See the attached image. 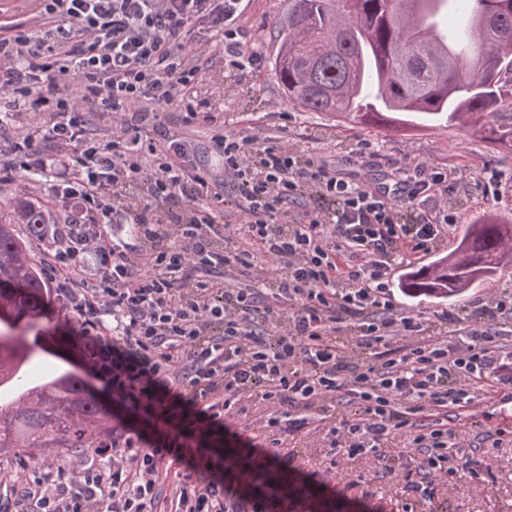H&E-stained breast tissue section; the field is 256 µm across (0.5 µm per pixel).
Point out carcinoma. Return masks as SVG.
I'll return each mask as SVG.
<instances>
[{
	"label": "carcinoma",
	"instance_id": "cac0c4a2",
	"mask_svg": "<svg viewBox=\"0 0 512 512\" xmlns=\"http://www.w3.org/2000/svg\"><path fill=\"white\" fill-rule=\"evenodd\" d=\"M471 10L482 22L468 29L469 48L457 54L431 38L440 5ZM275 74L288 102L302 112L363 124L397 114L411 118L473 117L498 121L512 99V0H288L279 24ZM23 224L38 241L45 212L25 202L0 211V311L11 326L31 322L46 302V281L17 234ZM512 223L493 218L469 225L456 251L407 273L411 297L460 298L479 280L512 263ZM38 348L0 336V386L13 380ZM112 414L74 374L15 388L0 400V454L18 449L35 467L51 468L48 448L89 451L112 437Z\"/></svg>",
	"mask_w": 512,
	"mask_h": 512
}]
</instances>
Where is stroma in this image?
<instances>
[{
    "instance_id": "obj_1",
    "label": "stroma",
    "mask_w": 512,
    "mask_h": 512,
    "mask_svg": "<svg viewBox=\"0 0 512 512\" xmlns=\"http://www.w3.org/2000/svg\"><path fill=\"white\" fill-rule=\"evenodd\" d=\"M287 10L288 0H248L240 23L247 33L248 50L262 59L260 68L229 71L217 59L198 76L195 94L223 114L229 129L287 144L303 156L335 165L343 176L359 182L386 183L418 163L447 172V208L456 220V230L437 245L439 255L455 250L475 219L490 214L502 222L512 221V146L494 142L490 126L483 121L427 123L405 130L367 126L350 118L339 121L290 107L273 71L276 24ZM495 295L512 296V265L475 284L457 302L420 300L398 291L393 299L398 312L423 324L444 318L450 329L462 332L479 320L482 302ZM48 311V317L37 321L43 349L24 363L22 381L36 384L70 372L82 377L95 395L111 400V392L69 341L75 333L71 316L54 303ZM281 451L289 456L283 474L289 484H299L312 474L327 482L316 501L327 512H402L407 496L400 475H389L369 487L349 486V475L373 470L372 458L358 455L329 460L318 435L288 440ZM480 453L489 471L474 480L463 468L469 449H453L458 472L440 481L434 500L421 503L418 512H512V443L495 446L487 440Z\"/></svg>"
}]
</instances>
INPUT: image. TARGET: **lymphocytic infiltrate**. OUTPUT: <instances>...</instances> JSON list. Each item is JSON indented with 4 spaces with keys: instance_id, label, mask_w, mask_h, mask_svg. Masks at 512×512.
Here are the masks:
<instances>
[{
    "instance_id": "f902f5d3",
    "label": "lymphocytic infiltrate",
    "mask_w": 512,
    "mask_h": 512,
    "mask_svg": "<svg viewBox=\"0 0 512 512\" xmlns=\"http://www.w3.org/2000/svg\"><path fill=\"white\" fill-rule=\"evenodd\" d=\"M242 2L37 0L40 35L15 24L0 38V102L16 109L0 180L34 174L66 213L40 244L53 298L113 399L166 433L146 448L122 428L70 477L35 478L32 512H305L317 484L288 488L280 466L252 473L242 492L211 476L233 464L231 449H207L210 435L251 401L270 448L324 425L330 455L368 453L389 473L393 440H406L415 512L455 474L450 451L464 445L476 392L512 413V351L486 327L512 316L511 300H489L485 323L455 338L447 322L397 316L388 295L394 266L453 230L426 208L447 173L418 165L390 186L347 180L282 142L227 131L192 95L203 55L259 66L244 51ZM171 104L184 133L161 129ZM198 125L216 129L211 154L187 134ZM307 195L328 207L290 217ZM259 265L258 287L237 292L208 275ZM180 448L194 463L164 486Z\"/></svg>"
}]
</instances>
